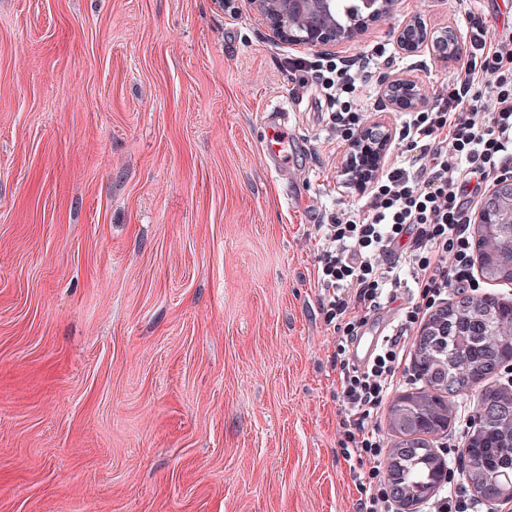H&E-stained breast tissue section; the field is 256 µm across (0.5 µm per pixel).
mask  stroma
Listing matches in <instances>:
<instances>
[{
  "mask_svg": "<svg viewBox=\"0 0 512 512\" xmlns=\"http://www.w3.org/2000/svg\"><path fill=\"white\" fill-rule=\"evenodd\" d=\"M400 0L339 55L428 90ZM309 49L241 0H0V512H356L316 227L365 192ZM288 107L287 174L259 155Z\"/></svg>",
  "mask_w": 512,
  "mask_h": 512,
  "instance_id": "obj_1",
  "label": "stroma"
}]
</instances>
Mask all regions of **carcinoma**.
<instances>
[{
	"instance_id": "obj_1",
	"label": "carcinoma",
	"mask_w": 512,
	"mask_h": 512,
	"mask_svg": "<svg viewBox=\"0 0 512 512\" xmlns=\"http://www.w3.org/2000/svg\"><path fill=\"white\" fill-rule=\"evenodd\" d=\"M365 11L364 0H336V26L347 27ZM498 223L477 225L474 240L483 279L512 283V198L497 206ZM512 362V301L495 294L464 295L429 316L414 341V368L421 390L398 396L388 410L394 437L387 474L405 505L435 492L442 459L430 438L445 431L456 397L475 398L472 432L462 456V476L486 500L512 499V390L490 384Z\"/></svg>"
}]
</instances>
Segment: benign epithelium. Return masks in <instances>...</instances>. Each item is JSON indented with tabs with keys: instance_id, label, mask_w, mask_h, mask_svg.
Masks as SVG:
<instances>
[{
	"instance_id": "1",
	"label": "benign epithelium",
	"mask_w": 512,
	"mask_h": 512,
	"mask_svg": "<svg viewBox=\"0 0 512 512\" xmlns=\"http://www.w3.org/2000/svg\"><path fill=\"white\" fill-rule=\"evenodd\" d=\"M248 4L266 27L267 37L273 43L303 45L318 55H333L338 44L354 40L370 24L393 16L399 0H381L378 11L357 20L344 31L336 29L331 20L332 0H248ZM428 42L427 29L421 18L403 19L398 27V49L420 53ZM436 44L442 49L440 61L463 67L462 38L456 29L445 27L436 38ZM377 100L381 112H420L430 105L424 86L406 71L381 76ZM393 139V128L384 121L361 129L352 138L342 166L346 182L360 188L374 183L381 174ZM504 196H512V175L497 179L489 188L474 223H488L490 213Z\"/></svg>"
}]
</instances>
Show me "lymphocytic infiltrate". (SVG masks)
<instances>
[{"instance_id":"1","label":"lymphocytic infiltrate","mask_w":512,"mask_h":512,"mask_svg":"<svg viewBox=\"0 0 512 512\" xmlns=\"http://www.w3.org/2000/svg\"><path fill=\"white\" fill-rule=\"evenodd\" d=\"M464 74L450 80L432 109L409 112L399 130L411 156L382 172L366 206L332 217L317 231L324 249L316 270L338 333L335 366L345 416L346 457L367 459L354 482L356 512H394L395 499L377 464L386 448L373 420L390 393L407 382L408 332L453 291H477L471 209L500 177L512 174V37L497 39L470 16ZM328 90L342 139L361 124L358 72L343 62L305 66ZM406 300L395 335L356 365L349 347L371 312Z\"/></svg>"}]
</instances>
